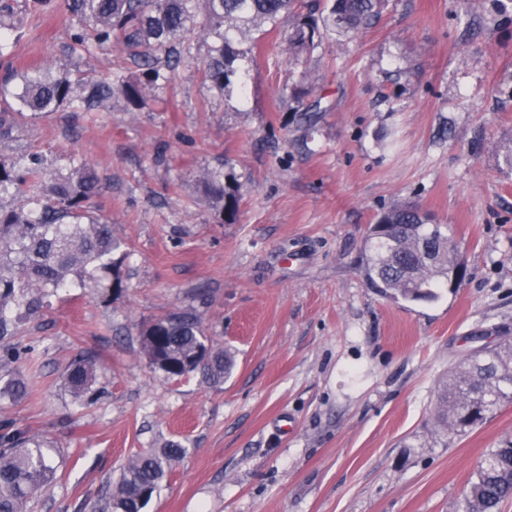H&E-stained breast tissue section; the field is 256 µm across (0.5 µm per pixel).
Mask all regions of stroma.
Here are the masks:
<instances>
[{"instance_id":"stroma-1","label":"stroma","mask_w":512,"mask_h":512,"mask_svg":"<svg viewBox=\"0 0 512 512\" xmlns=\"http://www.w3.org/2000/svg\"><path fill=\"white\" fill-rule=\"evenodd\" d=\"M4 4L0 78L134 72L116 44L73 50L79 19L54 2ZM190 38L194 58L141 107L75 100L0 138L12 162L93 165V209L129 246L123 293H55L15 338L25 391L0 397V425L44 440L57 468L31 512H93L129 458L172 441L187 454L145 512H465L479 463L512 442V402L462 433L436 431L432 408L472 350L512 340V0H389L299 57L258 33L223 94L202 78V24ZM217 167L230 223L202 197ZM397 202L451 227L459 287L419 302L369 288L368 228ZM178 311L234 352L230 376L149 365L141 330ZM81 355L90 403L62 378Z\"/></svg>"}]
</instances>
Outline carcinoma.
I'll use <instances>...</instances> for the list:
<instances>
[{"label":"carcinoma","instance_id":"1","mask_svg":"<svg viewBox=\"0 0 512 512\" xmlns=\"http://www.w3.org/2000/svg\"><path fill=\"white\" fill-rule=\"evenodd\" d=\"M387 0H66L68 11L90 22L97 45L112 41L131 57L138 72H116L108 81L87 80L82 102L93 112L112 99L138 108L159 82L174 80L191 55L188 38L203 7L212 43L204 63L205 81L222 93L229 88L234 64L244 53L236 45L256 31L274 28L288 18L284 41L288 52L314 51L324 35L358 32L382 12ZM20 79L18 108L0 113V135L12 131L16 118L53 112L75 98L67 76L39 70L12 73L6 85ZM208 204L234 219L237 199L224 191V167L204 176ZM99 178L86 162L46 176L35 156L23 169L0 160V196L26 198L12 210L0 208V367L23 360L28 349L10 342L22 320L40 314L46 297L66 288H99L109 278L108 291L124 288L121 267L128 256L125 243L112 235V225L91 215L90 198ZM361 265L370 287L388 298L407 302L435 297L434 289L452 283L462 266L448 225L432 224L410 203L384 210L369 229ZM141 347L149 363L168 377L192 371L201 354L204 370L215 381L232 366L224 348L207 341L198 318L176 312L141 332ZM96 363L80 357L65 373L71 394L92 401ZM505 401H512V344L469 355L438 388L434 421L464 432L482 424ZM47 444L21 431L0 434V512H28L29 503L55 478ZM177 442L135 454L123 466L107 508L110 512H142L162 481L186 455ZM512 499V444L491 450L481 461L466 492V512H500Z\"/></svg>","mask_w":512,"mask_h":512}]
</instances>
